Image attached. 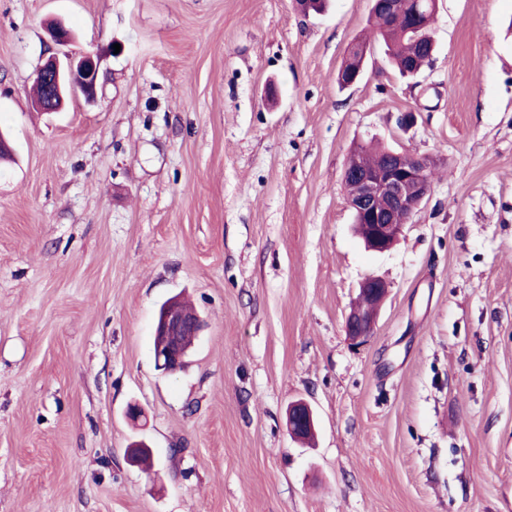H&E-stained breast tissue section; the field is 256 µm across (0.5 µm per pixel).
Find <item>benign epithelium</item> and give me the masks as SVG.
<instances>
[{
  "mask_svg": "<svg viewBox=\"0 0 512 512\" xmlns=\"http://www.w3.org/2000/svg\"><path fill=\"white\" fill-rule=\"evenodd\" d=\"M60 54L49 57L37 70V77L52 83L53 89L41 104L45 112H59L66 101L81 96L93 101L98 96L99 61L92 53L76 56L64 50L71 42L67 28L61 24L51 30ZM429 162H403L402 153L389 152L378 167L361 169L346 167L343 183L353 188L348 202L357 220L362 238L376 251L389 249L402 235L408 219L421 207L430 192L427 176ZM389 292L387 284L374 276L365 277L356 300L345 318L348 338L358 341L371 335L380 306ZM202 322L195 313L185 310L176 301H169L159 311L155 328V359L166 373L183 368L189 354L184 337L197 335ZM288 431L293 437L315 431L314 412L304 401H296L288 408Z\"/></svg>",
  "mask_w": 512,
  "mask_h": 512,
  "instance_id": "benign-epithelium-1",
  "label": "benign epithelium"
}]
</instances>
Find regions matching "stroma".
I'll use <instances>...</instances> for the list:
<instances>
[{
	"label": "stroma",
	"instance_id": "1",
	"mask_svg": "<svg viewBox=\"0 0 512 512\" xmlns=\"http://www.w3.org/2000/svg\"><path fill=\"white\" fill-rule=\"evenodd\" d=\"M369 9L0 0V512H512V0H438L414 80L378 44L339 87ZM53 23L101 81L39 112ZM369 142L431 164L385 252L342 184ZM368 275L390 292L356 345ZM177 294L205 326L168 374ZM202 328L197 313L185 310L176 301H169L159 310L155 328V359L166 373H175L183 368L188 357L193 338ZM186 337V345L184 337ZM287 426L294 437H302L304 433L315 432L314 412L304 401H296L288 408Z\"/></svg>",
	"mask_w": 512,
	"mask_h": 512
}]
</instances>
